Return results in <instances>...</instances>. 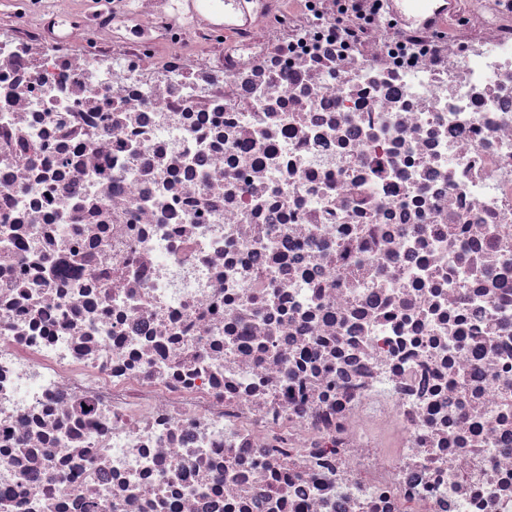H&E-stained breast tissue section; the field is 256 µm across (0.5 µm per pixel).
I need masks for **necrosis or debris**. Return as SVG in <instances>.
<instances>
[{"instance_id":"1","label":"necrosis or debris","mask_w":512,"mask_h":512,"mask_svg":"<svg viewBox=\"0 0 512 512\" xmlns=\"http://www.w3.org/2000/svg\"><path fill=\"white\" fill-rule=\"evenodd\" d=\"M0 512H512V0H5ZM392 12L407 24L427 26L434 19L451 12L456 0H389ZM437 7L435 8V6ZM435 8V9H434Z\"/></svg>"}]
</instances>
